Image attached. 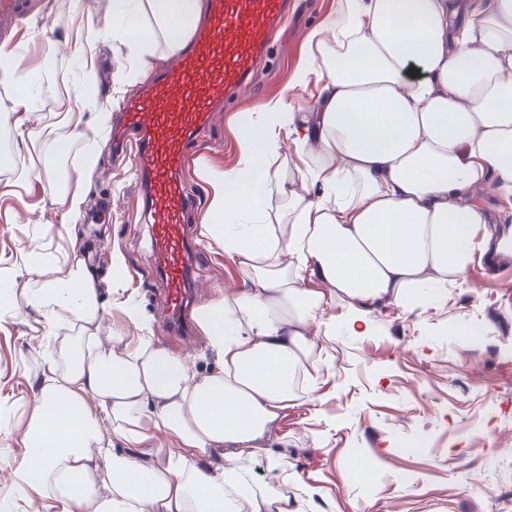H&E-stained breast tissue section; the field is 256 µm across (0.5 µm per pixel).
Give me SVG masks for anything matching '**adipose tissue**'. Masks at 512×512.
<instances>
[{
	"label": "adipose tissue",
	"mask_w": 512,
	"mask_h": 512,
	"mask_svg": "<svg viewBox=\"0 0 512 512\" xmlns=\"http://www.w3.org/2000/svg\"><path fill=\"white\" fill-rule=\"evenodd\" d=\"M110 7L134 79L151 45L177 52L195 22L186 0ZM74 26L50 49L93 67L102 36ZM304 44L290 87L311 104L254 105L237 169L204 173L201 234L240 271L194 313L215 371L127 343L139 311L121 302L124 323L108 324L82 252L22 283L0 268V308L24 297L42 359L0 482L56 512H295L291 479L267 494L241 462L299 399L333 301L354 332L378 303L447 300L484 246L512 257V227L488 232L473 202L490 186L512 197V0H339ZM161 435L177 455L152 447Z\"/></svg>",
	"instance_id": "ef3b65f1"
}]
</instances>
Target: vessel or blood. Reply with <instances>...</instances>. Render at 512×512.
<instances>
[{"mask_svg": "<svg viewBox=\"0 0 512 512\" xmlns=\"http://www.w3.org/2000/svg\"><path fill=\"white\" fill-rule=\"evenodd\" d=\"M288 0H202L201 22L175 60L130 99L110 144H126L139 165L141 204L150 226L151 256L165 283L167 321L179 327L192 291L187 212L196 200L181 172L198 137L241 93L264 56ZM35 0H0V35L20 39V23Z\"/></svg>", "mask_w": 512, "mask_h": 512, "instance_id": "1", "label": "vessel or blood"}]
</instances>
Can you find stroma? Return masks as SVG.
Listing matches in <instances>:
<instances>
[{
    "mask_svg": "<svg viewBox=\"0 0 512 512\" xmlns=\"http://www.w3.org/2000/svg\"><path fill=\"white\" fill-rule=\"evenodd\" d=\"M336 4L291 0L252 87L218 114L192 152L187 182L197 203L188 223L199 224L209 203L201 168L237 167L240 121L251 105L288 95L297 104L310 102L309 93L289 92L288 84L308 53L304 33ZM76 15L92 16L100 32L112 31L108 0H40L24 23L21 42L28 51L20 65L34 80L26 130L57 123L58 103L75 84L87 91L82 124L57 123L55 145L22 142L13 127L19 92L0 79V142L10 155L0 165V268L13 269L22 282L32 276L29 248L40 247L50 261L77 247L90 256L113 320H122L118 304L129 298L154 342L174 350L188 342L202 348L196 329L179 335L166 324L164 282L152 266L148 228L135 208L138 173L131 165H115L104 150L110 130L96 121L104 107L119 114L137 91L125 78L129 60L113 56L108 39L91 70L48 49ZM92 154L98 160L82 184L86 205L80 215L64 216L58 200L66 186L56 173L82 167ZM21 170L29 181L17 197L12 183ZM198 248L197 304L208 287L239 277L222 249L203 240ZM116 252L124 258L118 271L112 267ZM346 314L339 303L328 310L333 337L322 343L316 398L283 412L263 447L245 461L249 480L276 490L284 473L293 474L299 512H512V263L474 260L464 286L449 289L447 302L407 311L379 305L358 335L346 333ZM34 320L31 313L0 316V398L10 403L0 416V467L19 451L25 404L41 364L30 331ZM467 320L479 323L481 336L453 335V325ZM417 436L425 438V447L408 453L407 442Z\"/></svg>",
    "mask_w": 512,
    "mask_h": 512,
    "instance_id": "stroma-1",
    "label": "stroma"
}]
</instances>
